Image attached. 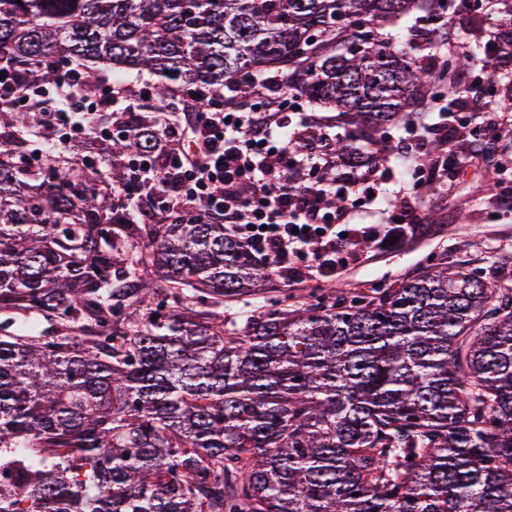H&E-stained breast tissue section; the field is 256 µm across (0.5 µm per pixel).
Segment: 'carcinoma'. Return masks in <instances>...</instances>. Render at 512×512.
<instances>
[{
    "label": "carcinoma",
    "mask_w": 512,
    "mask_h": 512,
    "mask_svg": "<svg viewBox=\"0 0 512 512\" xmlns=\"http://www.w3.org/2000/svg\"><path fill=\"white\" fill-rule=\"evenodd\" d=\"M419 0H0V512H512V289L446 259L375 295L210 310L270 277L205 216L138 224L120 188L151 117L101 162L37 148L45 72L147 71L172 93L285 76L386 160L440 75L378 37ZM20 484L25 496L15 497ZM14 66H10L8 63L0 64V72L3 77L5 72L9 73L12 77L7 76L6 79L9 81V86L11 88V94L9 97L8 106L9 108L16 111H24L28 109V99L24 94V87L22 86L18 71L13 68ZM21 99H24V103H21Z\"/></svg>",
    "instance_id": "obj_1"
}]
</instances>
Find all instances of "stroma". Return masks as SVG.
I'll return each mask as SVG.
<instances>
[{
  "mask_svg": "<svg viewBox=\"0 0 512 512\" xmlns=\"http://www.w3.org/2000/svg\"><path fill=\"white\" fill-rule=\"evenodd\" d=\"M500 9L499 0H482L477 10L462 8L461 0H428L424 10L384 27L383 34L395 48L403 49L417 29L427 31L430 39H438L439 20L452 17L453 42L435 53H419L421 60L437 72L448 57L479 56L480 45L490 37L489 19ZM438 120L437 113L422 112L414 124H399L383 131V139L392 147L384 164L387 180L377 197L365 198L353 210L352 223L385 224L387 198L410 182L406 152H427L433 142L442 140L445 133L438 127ZM420 132L425 135L421 141L416 138ZM449 148L460 160L458 173L451 182L438 183L424 195L418 210L422 220L419 232L386 248L365 249L359 257L347 259L336 271L324 275L314 272L289 280L272 277L265 283L263 294L287 291L298 295L327 288L368 294L421 272L443 256L468 270L480 268L497 287L512 289V211L496 209L490 201L501 187L512 189V134L488 145L480 160L470 159L458 143H450Z\"/></svg>",
  "mask_w": 512,
  "mask_h": 512,
  "instance_id": "obj_1",
  "label": "stroma"
}]
</instances>
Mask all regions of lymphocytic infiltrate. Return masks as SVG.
<instances>
[{
    "label": "lymphocytic infiltrate",
    "mask_w": 512,
    "mask_h": 512,
    "mask_svg": "<svg viewBox=\"0 0 512 512\" xmlns=\"http://www.w3.org/2000/svg\"><path fill=\"white\" fill-rule=\"evenodd\" d=\"M53 81L60 100L47 113L45 125L60 147L90 138L111 143L112 130L96 123L98 111H135L139 100L153 92L148 81L118 90L99 76L100 97L94 107L81 108L71 102L84 82L79 68H62ZM291 98L275 88L273 77L264 76L256 80L250 100L225 90L166 106L151 129L152 154L143 156L138 179L124 188L143 223L170 224L205 214L214 223L231 225L247 249L280 277L296 273L306 259L321 272L335 266L338 254L354 256L364 241L361 230L350 229L341 238L336 227L349 220V204L361 187L384 180L386 172L378 167L343 172L335 160L316 157L309 148V123L295 118ZM411 164L416 176L408 187L409 199L388 211L392 238L417 232L413 203L443 166L421 155ZM327 166L336 172L329 181L321 175ZM299 169L310 171L306 183L294 182L292 175ZM336 196L342 200L337 207L330 203Z\"/></svg>",
    "instance_id": "1"
}]
</instances>
